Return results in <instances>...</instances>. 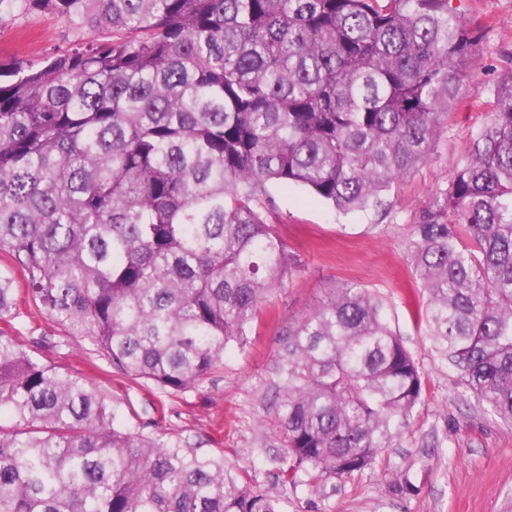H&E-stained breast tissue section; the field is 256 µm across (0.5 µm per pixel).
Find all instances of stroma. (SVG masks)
<instances>
[{"instance_id":"obj_1","label":"stroma","mask_w":512,"mask_h":512,"mask_svg":"<svg viewBox=\"0 0 512 512\" xmlns=\"http://www.w3.org/2000/svg\"><path fill=\"white\" fill-rule=\"evenodd\" d=\"M454 3L472 28L475 45L469 76L459 84L462 103L447 133L425 164L387 191L385 217L371 209L337 211L299 186L271 187L268 221L300 267L269 295L247 345L227 351L223 366L205 383L172 392L130 379L88 340L48 319L34 323L19 316L20 341L37 346L39 357L59 372L81 375L110 394L122 425L203 454H223L281 495L288 512H512V425L476 407L455 372L432 351L415 315L425 293L406 250L411 224L447 187L471 134L488 120L495 82L512 66V0ZM93 37L49 14L19 15L0 28V57L36 60ZM350 283L385 300L390 325L419 364L423 403L374 468L311 495L278 480L280 443L262 404L289 328L323 301L328 289ZM397 475L408 477L410 490H394Z\"/></svg>"}]
</instances>
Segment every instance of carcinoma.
I'll return each mask as SVG.
<instances>
[{
    "instance_id": "carcinoma-1",
    "label": "carcinoma",
    "mask_w": 512,
    "mask_h": 512,
    "mask_svg": "<svg viewBox=\"0 0 512 512\" xmlns=\"http://www.w3.org/2000/svg\"><path fill=\"white\" fill-rule=\"evenodd\" d=\"M39 13L99 38L0 59V512H287L224 457L118 424L14 320L25 304L128 377L200 386L298 268L270 186L385 208L456 114L472 30L451 0H0V25ZM408 261L439 360L512 424V67ZM384 309L347 284L288 329L265 406L282 484L363 474L417 412Z\"/></svg>"
}]
</instances>
